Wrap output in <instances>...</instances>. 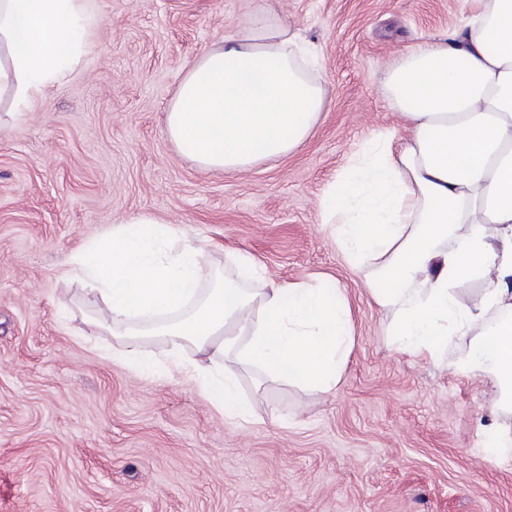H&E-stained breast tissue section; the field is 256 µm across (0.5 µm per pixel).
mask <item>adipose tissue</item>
<instances>
[{
  "label": "adipose tissue",
  "instance_id": "1",
  "mask_svg": "<svg viewBox=\"0 0 512 512\" xmlns=\"http://www.w3.org/2000/svg\"><path fill=\"white\" fill-rule=\"evenodd\" d=\"M95 21V0H0V92L26 104L72 73ZM385 87L406 135L381 133L352 160L322 221L350 265L373 270L371 297L393 310L385 334L400 353L489 380L511 407L512 0H480L464 33L409 49ZM327 108L308 49L261 2L189 64L166 127L201 168L243 172L297 149ZM203 253L142 214L70 263L100 294L101 325L141 319L174 349L191 344L196 359L171 366L230 421L254 418L233 376L241 365L334 391L353 347L343 290L262 279L241 252L235 279L206 295ZM473 279L485 288L468 306L459 288ZM460 337L468 346L449 355Z\"/></svg>",
  "mask_w": 512,
  "mask_h": 512
}]
</instances>
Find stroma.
Segmentation results:
<instances>
[{
	"instance_id": "35a3bbf8",
	"label": "stroma",
	"mask_w": 512,
	"mask_h": 512,
	"mask_svg": "<svg viewBox=\"0 0 512 512\" xmlns=\"http://www.w3.org/2000/svg\"><path fill=\"white\" fill-rule=\"evenodd\" d=\"M317 55L329 107L312 135L243 173L201 169L164 114L187 64L252 0H97L74 74L19 105L0 96V512H512V427L486 380L392 348L390 310L344 260L320 202L351 157L403 122L383 88L409 48L462 30L477 0H269ZM148 214L206 244L226 274L335 282L354 345L328 394L239 368L257 419L225 421L160 336H116L70 259ZM486 437V448H491L495 454L505 455L511 451L512 430L502 428L497 424L483 427Z\"/></svg>"
}]
</instances>
